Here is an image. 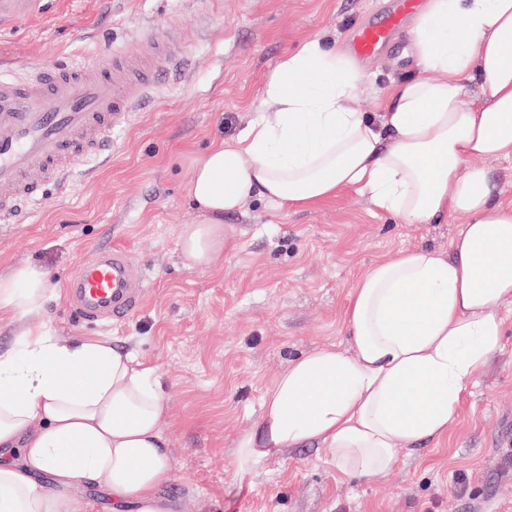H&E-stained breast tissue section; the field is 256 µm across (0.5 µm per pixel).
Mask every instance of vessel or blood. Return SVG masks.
Listing matches in <instances>:
<instances>
[{"mask_svg":"<svg viewBox=\"0 0 512 512\" xmlns=\"http://www.w3.org/2000/svg\"><path fill=\"white\" fill-rule=\"evenodd\" d=\"M421 8L422 0H389L381 20L363 18L348 29V53L363 60L385 51ZM47 10L46 0H0V13L17 18ZM148 45L142 58L115 49L79 62L61 56L33 63L21 75L0 70V224L16 223L22 205L110 146L113 132L132 124L154 85L189 55L171 29ZM129 267L116 250L83 264L70 282L77 313L116 320L133 314L141 290Z\"/></svg>","mask_w":512,"mask_h":512,"instance_id":"1","label":"vessel or blood"}]
</instances>
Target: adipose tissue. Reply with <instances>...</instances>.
<instances>
[{
    "mask_svg": "<svg viewBox=\"0 0 512 512\" xmlns=\"http://www.w3.org/2000/svg\"><path fill=\"white\" fill-rule=\"evenodd\" d=\"M413 42L426 77L392 83L370 117L354 106L362 69L306 40L265 79L277 111L194 166L187 195L199 218L179 239L192 268L223 252L225 216L255 195L304 209L357 189L410 223L461 225L447 252L408 248L356 279L344 312L350 350L332 344L289 361L236 442L237 476L314 443L340 473L379 479L398 444L447 433L500 346L494 308L512 303V201L473 161H512V0H427ZM49 286L46 271L14 268L0 275V310L37 312ZM166 410L131 353L22 327L0 354V447L22 449L0 461V512H71L67 491L79 483L105 485L119 508L172 512L161 494ZM42 474L55 491L37 487Z\"/></svg>",
    "mask_w": 512,
    "mask_h": 512,
    "instance_id": "obj_1",
    "label": "adipose tissue"
}]
</instances>
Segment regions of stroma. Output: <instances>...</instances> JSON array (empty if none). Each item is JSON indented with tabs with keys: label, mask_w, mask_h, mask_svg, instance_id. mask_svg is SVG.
Here are the masks:
<instances>
[{
	"label": "stroma",
	"mask_w": 512,
	"mask_h": 512,
	"mask_svg": "<svg viewBox=\"0 0 512 512\" xmlns=\"http://www.w3.org/2000/svg\"><path fill=\"white\" fill-rule=\"evenodd\" d=\"M376 0H51L48 12L0 29V59L14 70L73 60L122 44L143 49L177 19L190 55L150 106L117 131L108 164L80 162L17 224H0V275L35 265L50 273L43 310H0V352L37 321L62 339L106 338L153 368L168 397L162 423L171 459L163 495L179 512H512V304L498 307L500 348L470 383L447 433L399 448L385 476L337 472L331 452L305 446L241 479L236 440L261 413L266 390L289 361L326 345L350 349L343 316L357 277L400 250L447 252L456 219L412 224L350 189L286 210L246 200L224 226L233 245L190 268L178 240L197 217L186 192L195 159L234 141L276 104L263 94L280 58L306 39L343 44ZM372 113L391 81L420 75L413 47L362 62ZM125 251L145 284L122 322L75 316L68 283L108 249Z\"/></svg>",
	"instance_id": "stroma-1"
}]
</instances>
